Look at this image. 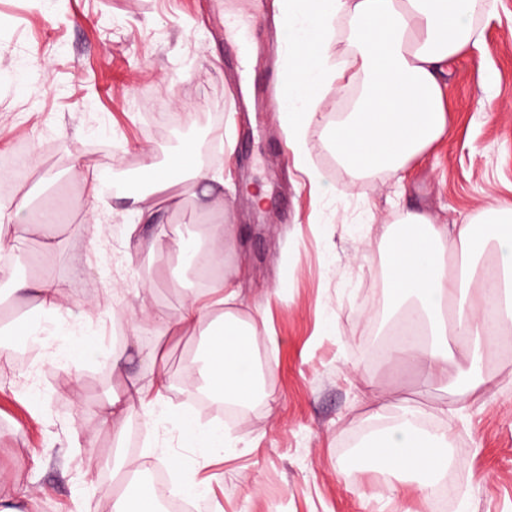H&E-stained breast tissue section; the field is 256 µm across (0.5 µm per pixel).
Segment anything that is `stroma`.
I'll return each mask as SVG.
<instances>
[{"label":"stroma","instance_id":"stroma-1","mask_svg":"<svg viewBox=\"0 0 512 512\" xmlns=\"http://www.w3.org/2000/svg\"><path fill=\"white\" fill-rule=\"evenodd\" d=\"M230 9L252 21L257 81L283 72L294 30L282 0H0V158L22 145L31 152L23 180L0 169V201L66 191L78 218L58 225L57 259L31 271L66 289L74 333L54 337L52 357L32 365L0 360V484L17 489L18 512H113L116 499L100 485L172 459L208 512H433L415 486L391 491L358 456L367 377L388 419L413 403L462 448L448 512H512V360L490 349L498 386L474 402L422 386L414 368L369 358L389 315V225L408 211L459 224L512 201V0H484L474 15L475 39L441 76L446 131L398 175L358 176L339 163L323 134L344 106L333 91L297 147L286 145L273 107L240 103L231 131L214 126L209 107L236 95L238 49L222 32ZM207 144L224 177L211 195L234 225L241 302L233 311L261 321L253 349L268 364L261 397L232 419L224 404L197 407L177 386L199 366L208 324L163 336L144 320L158 308L178 317L183 300L207 286L172 245L200 231L195 203L153 194L144 164L164 168ZM299 148L319 188L296 167ZM113 169L138 186L92 215L91 176ZM262 186L268 197L258 205L252 195ZM133 198L157 219L132 232ZM96 217L105 231L93 240L80 228ZM44 241L38 224L10 234L0 271L17 279L16 260L31 261ZM157 346L164 357L154 363ZM160 376L169 383L164 415L150 420L135 407L103 425L108 399ZM186 412L202 430L223 431L228 448L215 457L180 447Z\"/></svg>","mask_w":512,"mask_h":512}]
</instances>
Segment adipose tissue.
Listing matches in <instances>:
<instances>
[{"label": "adipose tissue", "mask_w": 512, "mask_h": 512, "mask_svg": "<svg viewBox=\"0 0 512 512\" xmlns=\"http://www.w3.org/2000/svg\"><path fill=\"white\" fill-rule=\"evenodd\" d=\"M285 19L300 14L305 24L291 43L290 63L278 110L288 134L301 141L324 94L361 75V93L350 116L336 122L330 140L337 159L351 172H396L429 148L445 131L439 73L473 40L474 0H284ZM347 17L351 51L342 65L332 66L329 22ZM153 172L154 192L173 202L197 199L205 181L222 182L217 166L196 163L182 174ZM401 227L386 234L388 299L393 309L390 336L381 358L387 363L413 362L422 367L427 384H454L463 393L480 396L494 386L482 369L483 348L512 328V204L486 212L480 221L447 227L423 212H409ZM206 246L192 248L178 241L195 267L212 273L204 291L183 303L177 320L164 310L148 321L158 331L194 329L205 314L239 297L224 269L219 242L224 227L206 225ZM495 240L497 266L484 268L475 260L457 266L447 262L449 248L477 251ZM256 323H242L225 313L222 331L212 332L206 362L197 375L215 399L246 401L258 390L252 339ZM165 378L152 389H135L133 401L115 397L104 408L103 422L125 415L131 404L156 417L167 390ZM421 411L404 405L396 423L373 430L368 448L381 449L375 463L400 481L428 491L443 479L456 459L447 432L430 431Z\"/></svg>", "instance_id": "obj_1"}]
</instances>
